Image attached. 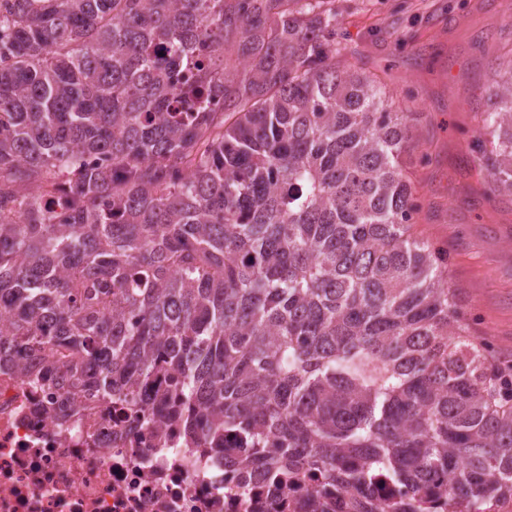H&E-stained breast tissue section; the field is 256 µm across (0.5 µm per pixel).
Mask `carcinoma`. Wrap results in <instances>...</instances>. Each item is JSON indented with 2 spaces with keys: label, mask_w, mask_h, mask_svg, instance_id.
Here are the masks:
<instances>
[{
  "label": "carcinoma",
  "mask_w": 512,
  "mask_h": 512,
  "mask_svg": "<svg viewBox=\"0 0 512 512\" xmlns=\"http://www.w3.org/2000/svg\"><path fill=\"white\" fill-rule=\"evenodd\" d=\"M334 2L0 0V357L67 401L163 376L188 446L317 471L310 512H485L512 373L410 234L408 115L336 64ZM489 100L512 198V60ZM379 476L405 494L377 511Z\"/></svg>",
  "instance_id": "1"
}]
</instances>
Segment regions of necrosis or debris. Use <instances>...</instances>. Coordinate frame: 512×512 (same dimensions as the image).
<instances>
[{
  "mask_svg": "<svg viewBox=\"0 0 512 512\" xmlns=\"http://www.w3.org/2000/svg\"><path fill=\"white\" fill-rule=\"evenodd\" d=\"M153 387L99 402L62 428L61 386L0 366V512H304L316 475L285 494L224 470L223 451L189 448L179 419L153 414Z\"/></svg>",
  "mask_w": 512,
  "mask_h": 512,
  "instance_id": "necrosis-or-debris-1",
  "label": "necrosis or debris"
}]
</instances>
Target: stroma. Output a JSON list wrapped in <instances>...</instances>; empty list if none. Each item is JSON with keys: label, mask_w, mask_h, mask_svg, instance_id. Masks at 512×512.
<instances>
[{"label": "stroma", "mask_w": 512, "mask_h": 512, "mask_svg": "<svg viewBox=\"0 0 512 512\" xmlns=\"http://www.w3.org/2000/svg\"><path fill=\"white\" fill-rule=\"evenodd\" d=\"M340 64L376 74L415 138L402 157L420 201L412 233L448 251L472 336L512 364V199L478 169L479 129L512 59V0H336Z\"/></svg>", "instance_id": "1"}]
</instances>
